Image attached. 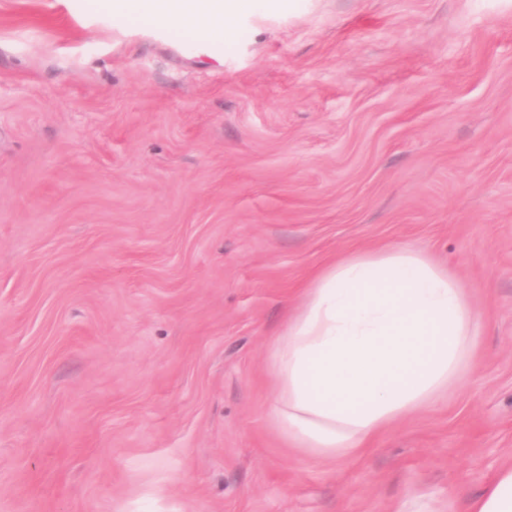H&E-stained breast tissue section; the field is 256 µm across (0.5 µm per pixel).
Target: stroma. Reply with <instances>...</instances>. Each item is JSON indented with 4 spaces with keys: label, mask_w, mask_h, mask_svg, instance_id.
Listing matches in <instances>:
<instances>
[{
    "label": "stroma",
    "mask_w": 512,
    "mask_h": 512,
    "mask_svg": "<svg viewBox=\"0 0 512 512\" xmlns=\"http://www.w3.org/2000/svg\"><path fill=\"white\" fill-rule=\"evenodd\" d=\"M448 268L474 362L289 447L274 340L332 260ZM512 465V0H295L228 43L0 0V512H467Z\"/></svg>",
    "instance_id": "35a3bbf8"
}]
</instances>
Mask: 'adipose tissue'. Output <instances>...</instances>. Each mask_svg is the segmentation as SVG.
I'll return each mask as SVG.
<instances>
[{
    "instance_id": "obj_1",
    "label": "adipose tissue",
    "mask_w": 512,
    "mask_h": 512,
    "mask_svg": "<svg viewBox=\"0 0 512 512\" xmlns=\"http://www.w3.org/2000/svg\"><path fill=\"white\" fill-rule=\"evenodd\" d=\"M288 0H112V13L232 40L239 19ZM477 322L463 288L409 246L359 251L322 269L301 312L275 342L278 393L270 414L292 448L360 451L402 413L447 388L476 353ZM468 512H512V466Z\"/></svg>"
}]
</instances>
